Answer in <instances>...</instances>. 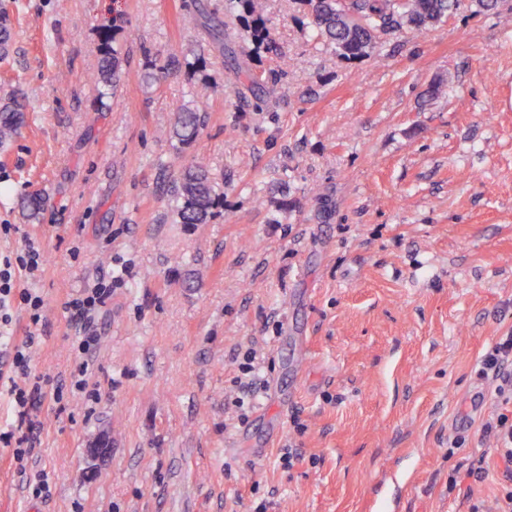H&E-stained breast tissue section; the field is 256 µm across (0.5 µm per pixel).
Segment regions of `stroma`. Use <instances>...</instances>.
<instances>
[{
  "instance_id": "stroma-1",
  "label": "stroma",
  "mask_w": 512,
  "mask_h": 512,
  "mask_svg": "<svg viewBox=\"0 0 512 512\" xmlns=\"http://www.w3.org/2000/svg\"><path fill=\"white\" fill-rule=\"evenodd\" d=\"M264 9L288 57L270 96L277 54L241 56L224 0H0V102L27 105L0 145V254L30 238L46 257L36 371L68 377L82 327L63 304L114 277L100 399L37 408L25 473L0 447V512H494L512 489L483 431L505 407L479 373L512 334V0L357 63L310 36L299 0ZM118 14L111 91L91 76ZM205 81L180 149L175 114ZM197 154L224 207L189 227L172 186ZM41 475L45 500L27 491ZM206 104L198 102L192 107H181L176 112L173 134L181 148L190 147L197 139L206 116Z\"/></svg>"
}]
</instances>
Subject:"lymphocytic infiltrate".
I'll list each match as a JSON object with an SVG mask.
<instances>
[{
  "mask_svg": "<svg viewBox=\"0 0 512 512\" xmlns=\"http://www.w3.org/2000/svg\"><path fill=\"white\" fill-rule=\"evenodd\" d=\"M43 262V253L31 240L15 255L0 258V332L11 329L14 305H23L29 316L21 341L12 344L5 361L0 362V393H7L15 415L10 429L0 432V446L11 449V461L21 472L39 442L41 426L33 415L37 405L46 399L59 403L76 395L97 401L99 393L89 382L88 358L99 343L95 315L112 297L111 289L99 283L77 291L65 302V312L81 322L84 334L75 345L76 364L69 384L54 383L49 374L32 369V352L42 340L43 298L37 289L20 288L15 283L17 272L36 275ZM480 373L495 381L496 398L512 403V335L502 337L486 353L480 362Z\"/></svg>",
  "mask_w": 512,
  "mask_h": 512,
  "instance_id": "lymphocytic-infiltrate-1",
  "label": "lymphocytic infiltrate"
}]
</instances>
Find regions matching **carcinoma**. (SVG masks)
<instances>
[{
	"mask_svg": "<svg viewBox=\"0 0 512 512\" xmlns=\"http://www.w3.org/2000/svg\"><path fill=\"white\" fill-rule=\"evenodd\" d=\"M312 7V30L318 39L347 61L370 54L382 39L403 35L416 38L421 32L457 13L464 0H301ZM224 14L238 21L249 34L250 47L241 50L255 60L260 51L274 50V39L263 14L262 0H224ZM102 58L93 82L116 86L120 79L119 52L110 41L101 47ZM24 106L14 99L0 105V143L10 139L23 122ZM206 116L202 101L176 113L173 134L180 145L191 146ZM173 202L178 223L207 224L224 206V193L204 162L197 158L173 183Z\"/></svg>",
	"mask_w": 512,
	"mask_h": 512,
	"instance_id": "obj_1",
	"label": "carcinoma"
}]
</instances>
